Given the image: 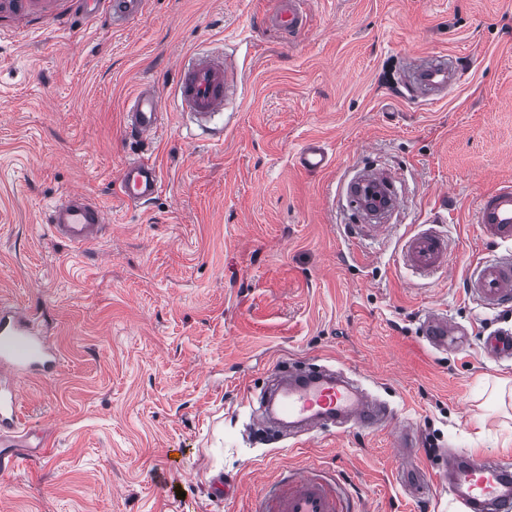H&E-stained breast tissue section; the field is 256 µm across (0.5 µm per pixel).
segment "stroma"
<instances>
[{
	"label": "stroma",
	"instance_id": "35a3bbf8",
	"mask_svg": "<svg viewBox=\"0 0 512 512\" xmlns=\"http://www.w3.org/2000/svg\"><path fill=\"white\" fill-rule=\"evenodd\" d=\"M276 0H145L115 27L106 5L0 0V298L56 349L52 375L18 383L43 452L0 471V512H253L267 483L316 469L358 512H465L433 476L450 452L512 456V359L483 339L512 308L469 299L478 259L500 251L474 222L478 196L512 180V0H308L294 41L262 26ZM208 50L241 83L218 133L191 137L166 112L153 140L126 135L140 80L171 92ZM444 52L459 78L434 101L404 86L415 57ZM325 172L299 170L308 140ZM144 157L163 189L127 205L116 181ZM386 170L403 206L379 238L339 193ZM99 202L94 246L57 241L62 195ZM436 223L448 267L421 278L402 237ZM437 310L463 330L435 349ZM347 370L418 433L407 462L393 429L329 430L292 448L252 432V399L288 360ZM234 493H225V485ZM333 162V152L329 146L317 139L308 140L295 157V165L307 173H320Z\"/></svg>",
	"mask_w": 512,
	"mask_h": 512
}]
</instances>
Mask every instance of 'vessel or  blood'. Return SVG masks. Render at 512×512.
<instances>
[{
  "instance_id": "vessel-or-blood-1",
  "label": "vessel or blood",
  "mask_w": 512,
  "mask_h": 512,
  "mask_svg": "<svg viewBox=\"0 0 512 512\" xmlns=\"http://www.w3.org/2000/svg\"><path fill=\"white\" fill-rule=\"evenodd\" d=\"M304 4L305 0H278L276 11L265 15L262 22L289 38H296L308 21ZM109 6L113 22L120 24L138 15L144 0H109ZM456 73L448 55L438 53L414 68L411 80L427 96L434 97L455 82ZM239 83L237 71L222 59L194 54L188 64L179 68L170 98H163L159 88L149 83L134 91L127 101L125 126L142 139H153L167 108L192 116L198 125H205L223 112ZM332 162L331 148L317 139L308 140L295 157L296 166L308 173L323 172ZM161 188L157 167L142 158L127 161L117 179L118 194L129 203L150 201ZM474 221L483 240L510 245L511 250L497 259L475 262L466 279L467 291L486 309L512 304L511 182L478 197ZM105 226L103 209L80 192L67 194L51 209L53 237L75 249L97 243ZM401 260L418 274H434L448 265V242L430 228L412 231L402 241ZM453 332L446 315L437 311L426 314L423 334L431 344L447 346ZM56 365L55 355L31 327L29 317L0 302V366L24 376L50 372ZM273 374L277 382L254 414L255 424L262 431L284 426L289 437L296 439L350 423L374 430L391 416L388 404L370 395L343 371L321 367L302 369L292 362L278 366ZM19 423L17 390L0 391V431H17ZM436 479L447 484L468 512H512L511 459L464 458L453 454ZM255 512H349L348 494L344 487L305 470L287 481L266 484Z\"/></svg>"
}]
</instances>
